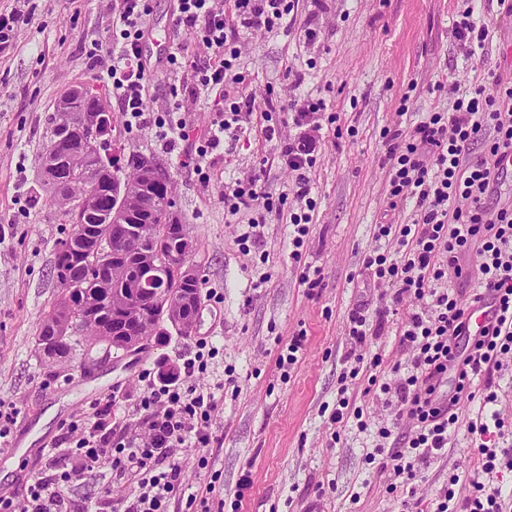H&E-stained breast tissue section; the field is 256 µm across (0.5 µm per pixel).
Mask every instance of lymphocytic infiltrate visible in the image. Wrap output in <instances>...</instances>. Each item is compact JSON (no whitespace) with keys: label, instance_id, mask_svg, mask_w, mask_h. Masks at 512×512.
<instances>
[{"label":"lymphocytic infiltrate","instance_id":"obj_1","mask_svg":"<svg viewBox=\"0 0 512 512\" xmlns=\"http://www.w3.org/2000/svg\"><path fill=\"white\" fill-rule=\"evenodd\" d=\"M152 0H115L112 42L99 54L102 76L111 86L128 121L152 124L160 139L175 144L187 136L184 113L189 104L206 99L219 119L211 126L204 145L181 163L208 176V156L229 131H242L246 116L258 111L253 94H229L227 83L239 85L241 50L228 35L240 27L249 33H273L283 28L296 0H233V16L225 18L219 0H177V26L192 30L204 64L187 61L177 50L167 57L173 94L164 114H151L150 66L143 54L146 20ZM321 100L301 101L295 118L301 135L282 142L280 156L295 173L290 212L293 226L292 256L301 259L317 202L307 176L316 161L313 114L324 111ZM384 162L389 169L391 206L412 204L408 224H379L374 235L394 243L391 251H375L363 264L375 282L391 286L393 306H405L399 343L412 351L411 364L397 386L381 384L379 391L393 395L397 419L414 426L403 448L391 455L394 477L410 482L419 462L441 456L459 422L462 399H480L494 406L497 391L476 392V378L503 370L512 354V201L494 206L490 199L500 175L487 159L473 156L476 143L489 146L491 156L512 150V84L503 83L487 69L483 83L454 100L445 112H432L409 129H384ZM224 201L231 214L272 212L273 198L262 186L261 173L226 186ZM472 258V267L463 258ZM476 275L468 303H461L446 287L448 278ZM495 293L499 314L481 337H474L466 317L469 303L484 292ZM147 387L140 399L144 425L113 441L110 423L115 399H107L83 422L71 467L38 474L23 500L0 498V512H105L119 502L121 512H168L167 506L182 492L183 465L178 457L188 439L208 444L218 417V405L194 386L169 381L151 385L150 372L141 375ZM109 472L108 497L85 500L74 507L61 492L62 484ZM458 475L448 479L437 512H512L500 490L486 491L474 483L470 497L459 500L454 487Z\"/></svg>","mask_w":512,"mask_h":512}]
</instances>
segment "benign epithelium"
Instances as JSON below:
<instances>
[{"label":"benign epithelium","mask_w":512,"mask_h":512,"mask_svg":"<svg viewBox=\"0 0 512 512\" xmlns=\"http://www.w3.org/2000/svg\"><path fill=\"white\" fill-rule=\"evenodd\" d=\"M96 116L92 121H79L71 126L63 127L60 133L49 141V158L51 162L52 179L59 184L73 182V170L66 162V156L74 151L91 161L100 155L103 136L108 131L112 116L104 103H98L94 109ZM132 177L120 179L112 183V193L108 209L112 211L111 244L107 251L112 253V263H120L127 258L123 242L131 236L134 228L129 225V201L133 198L145 200L142 209L144 214L152 215L153 195L164 193L167 220L172 222L173 232L166 238L153 241L148 249L143 251L144 257L140 262V275L135 284V297L138 312L131 315L124 306L112 307V315L107 324L101 326V333L108 337L107 346L115 351L133 352L142 347L149 337L141 333V326H149L153 322L163 320L175 329L190 330L197 321L199 304L194 295L186 294L180 300L179 312L171 313L161 296L157 285L170 278L198 279L200 273L191 263V237L186 234L185 225L175 223L176 212L169 206L172 202L171 184L168 174L153 159L140 156L135 159L129 169ZM101 246L95 241L84 243L82 247L73 245L62 251L63 264L68 266L74 262L84 267L88 274L99 276L106 272L105 258L100 256ZM39 345L43 352L51 357L63 348L64 338L55 328L41 332Z\"/></svg>","instance_id":"7a95c632"}]
</instances>
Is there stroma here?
I'll use <instances>...</instances> for the list:
<instances>
[{
	"label": "stroma",
	"mask_w": 512,
	"mask_h": 512,
	"mask_svg": "<svg viewBox=\"0 0 512 512\" xmlns=\"http://www.w3.org/2000/svg\"><path fill=\"white\" fill-rule=\"evenodd\" d=\"M32 22L16 34V46L0 56V400L11 404L16 455L0 454V495H24L34 475L69 446L68 428L94 403L118 398L113 441L122 426L141 425L150 371L154 386L166 383L161 367L180 369L201 343L215 352L192 385L214 392L219 420L208 446L186 442L183 492L169 512H402L408 496L423 512H436L438 491L449 474L460 477L457 498L469 496L479 465V444L507 448L512 432L479 440L459 428L444 455L421 465L408 487H392L380 427L394 438L393 409L367 394L369 377L397 385L410 352L398 343L401 315L379 317L390 305L384 289L368 284L364 257L385 249L376 224H405L411 208L388 207L384 166L385 128H409L426 113L444 111L463 91L481 83L484 58L504 82H512V14L498 0H299L285 30L247 36L241 60L247 92L273 107L311 96L324 99L337 121H322L316 163L309 177L318 199L301 260L291 252L289 211L267 214L261 235L240 248L247 213L230 214L224 186L256 167L268 192L290 193L295 175L267 140L265 123L252 115L245 132L226 135L209 157L210 180L183 168L178 157L194 152L216 115L205 102L186 114L189 136L167 149L147 126H129L100 74L96 45L112 38V0H29ZM174 0H154L146 50L152 58L149 106L163 109L172 82L163 58L173 48L196 57V35L177 27ZM472 9L489 36L472 50L455 23ZM315 21L319 40L308 46L300 29ZM305 81L294 87L295 74ZM97 89L112 114L107 136L112 156L153 157L166 167L181 223L194 241L192 262L201 279V304L191 332H170L132 355L116 357L87 335L72 337L69 355L47 358L36 339L58 288L52 275L56 245L70 226L64 208L39 187L38 155L50 136L49 118L73 87ZM320 285L308 289L303 270ZM367 303L370 320H382L370 339L356 378L348 373V314ZM306 340L293 365L280 366L293 336ZM378 367H369L373 356ZM364 410L367 430L355 421L335 424L340 385ZM213 493H206L207 485Z\"/></svg>",
	"instance_id": "35a3bbf8"
}]
</instances>
